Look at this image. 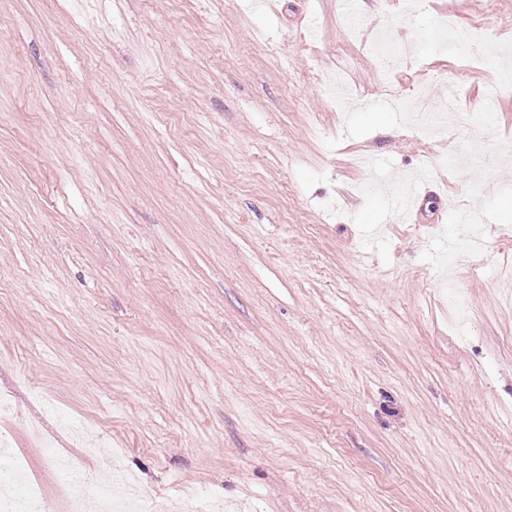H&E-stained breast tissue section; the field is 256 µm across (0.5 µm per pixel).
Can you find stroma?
Instances as JSON below:
<instances>
[{"mask_svg": "<svg viewBox=\"0 0 512 512\" xmlns=\"http://www.w3.org/2000/svg\"><path fill=\"white\" fill-rule=\"evenodd\" d=\"M444 13L512 47V0H0V437L52 512L49 447L151 512H512V91Z\"/></svg>", "mask_w": 512, "mask_h": 512, "instance_id": "35a3bbf8", "label": "stroma"}]
</instances>
